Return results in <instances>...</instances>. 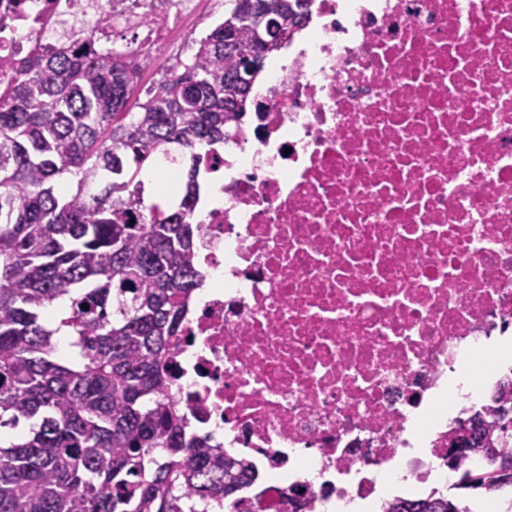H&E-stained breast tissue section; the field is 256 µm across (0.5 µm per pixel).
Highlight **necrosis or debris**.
Listing matches in <instances>:
<instances>
[{
    "label": "necrosis or debris",
    "mask_w": 512,
    "mask_h": 512,
    "mask_svg": "<svg viewBox=\"0 0 512 512\" xmlns=\"http://www.w3.org/2000/svg\"><path fill=\"white\" fill-rule=\"evenodd\" d=\"M316 24L252 94L199 211L166 376L191 426L266 481L250 512L369 500L389 464L425 494L455 417L512 334V0H316ZM202 0H0V60L94 26L167 49ZM129 28L133 43H113ZM480 387L448 401V378Z\"/></svg>",
    "instance_id": "obj_1"
}]
</instances>
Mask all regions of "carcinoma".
Here are the masks:
<instances>
[{
  "label": "carcinoma",
  "mask_w": 512,
  "mask_h": 512,
  "mask_svg": "<svg viewBox=\"0 0 512 512\" xmlns=\"http://www.w3.org/2000/svg\"><path fill=\"white\" fill-rule=\"evenodd\" d=\"M189 61L134 97L149 54L35 46L0 64V512H196L258 480L189 426L166 393L165 370L190 292L204 162L224 126L247 113L269 55L309 20L314 0H231ZM273 32L257 39L254 16ZM186 160L179 196L144 202L142 174ZM143 222H131V214ZM77 357L58 356L47 311ZM88 309H82L83 305ZM456 420L451 488L395 497L383 512H474L467 492L499 497L512 480V402Z\"/></svg>",
  "instance_id": "cac0c4a2"
}]
</instances>
